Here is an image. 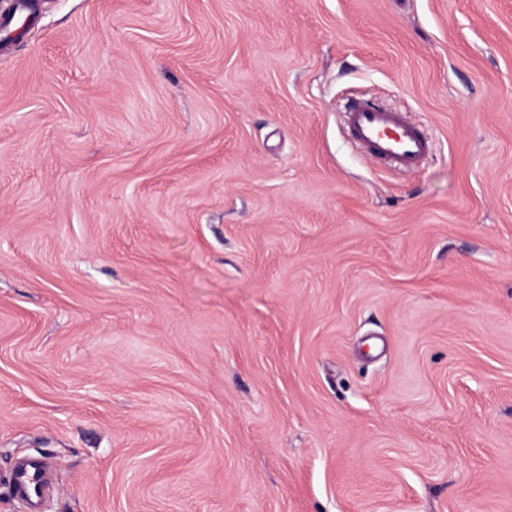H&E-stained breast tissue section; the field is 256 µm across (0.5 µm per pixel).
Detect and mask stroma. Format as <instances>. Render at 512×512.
I'll use <instances>...</instances> for the list:
<instances>
[{"label": "stroma", "instance_id": "1", "mask_svg": "<svg viewBox=\"0 0 512 512\" xmlns=\"http://www.w3.org/2000/svg\"><path fill=\"white\" fill-rule=\"evenodd\" d=\"M28 458L38 512H512V0L16 13L0 512ZM346 123L367 153L390 167L417 171L430 152L428 138L401 112L357 100L346 112Z\"/></svg>", "mask_w": 512, "mask_h": 512}]
</instances>
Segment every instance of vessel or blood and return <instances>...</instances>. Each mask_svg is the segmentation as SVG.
I'll return each instance as SVG.
<instances>
[{
	"instance_id": "1",
	"label": "vessel or blood",
	"mask_w": 512,
	"mask_h": 512,
	"mask_svg": "<svg viewBox=\"0 0 512 512\" xmlns=\"http://www.w3.org/2000/svg\"><path fill=\"white\" fill-rule=\"evenodd\" d=\"M346 123L367 153L390 167L419 170L430 151L428 138L402 113L357 100L346 113ZM10 484L22 502L32 503L41 495L44 473L39 466L24 465L12 471Z\"/></svg>"
}]
</instances>
